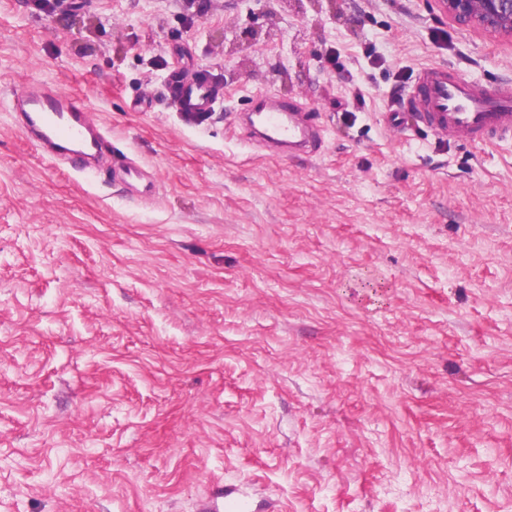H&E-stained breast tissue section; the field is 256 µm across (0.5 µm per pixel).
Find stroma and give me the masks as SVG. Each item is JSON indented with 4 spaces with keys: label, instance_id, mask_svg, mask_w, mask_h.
<instances>
[{
    "label": "stroma",
    "instance_id": "35a3bbf8",
    "mask_svg": "<svg viewBox=\"0 0 512 512\" xmlns=\"http://www.w3.org/2000/svg\"><path fill=\"white\" fill-rule=\"evenodd\" d=\"M68 2L0 0V512H512V140L385 120L433 64L512 90V40L436 0ZM177 64L224 88L194 123ZM27 86L84 100L99 173ZM257 88L311 153L251 138ZM27 112V128L70 169L82 173L105 151V138L90 122L85 104L76 96L51 90H29L17 98Z\"/></svg>",
    "mask_w": 512,
    "mask_h": 512
}]
</instances>
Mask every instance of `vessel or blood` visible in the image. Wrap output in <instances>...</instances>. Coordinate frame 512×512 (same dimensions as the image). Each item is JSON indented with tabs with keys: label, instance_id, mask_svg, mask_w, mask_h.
<instances>
[{
	"label": "vessel or blood",
	"instance_id": "obj_1",
	"mask_svg": "<svg viewBox=\"0 0 512 512\" xmlns=\"http://www.w3.org/2000/svg\"><path fill=\"white\" fill-rule=\"evenodd\" d=\"M170 99L180 112H209L223 98L222 90L205 71L189 76L173 70L167 79ZM420 121L448 137L486 143L512 139V92L485 91L461 73L441 65L421 70L411 92ZM263 127L265 143L308 152L319 139L312 126L298 118L299 107L256 93L252 96ZM26 114L27 128L56 157L75 172H84L105 151V138L91 123L85 104L75 96L45 89L29 90L17 98Z\"/></svg>",
	"mask_w": 512,
	"mask_h": 512
}]
</instances>
